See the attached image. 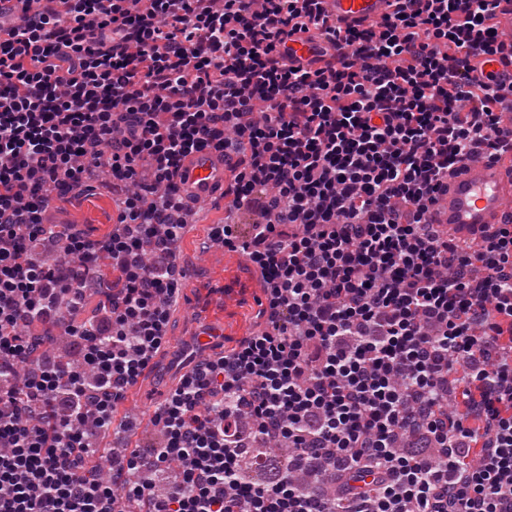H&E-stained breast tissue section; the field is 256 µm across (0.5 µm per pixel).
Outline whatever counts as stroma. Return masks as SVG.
Returning a JSON list of instances; mask_svg holds the SVG:
<instances>
[{
  "mask_svg": "<svg viewBox=\"0 0 512 512\" xmlns=\"http://www.w3.org/2000/svg\"><path fill=\"white\" fill-rule=\"evenodd\" d=\"M65 208L90 238L108 232L112 196L107 191L88 198H71ZM223 216L224 202L219 199L205 205L201 220L185 229L178 253L185 276L178 284L177 301L170 311V325L178 333L179 341L163 344L153 365L114 403L107 433L92 443L88 453L93 469L111 466L116 440H126L132 448L144 447L151 441L145 422L151 421L154 410L180 384L199 355H224L237 347L246 330L255 323L260 303L266 298L258 277L246 273L245 262L238 254L203 247L211 228ZM204 327L212 329L214 335L200 348L196 345V334ZM133 409L140 413L144 424L130 431L126 428V417Z\"/></svg>",
  "mask_w": 512,
  "mask_h": 512,
  "instance_id": "1",
  "label": "stroma"
}]
</instances>
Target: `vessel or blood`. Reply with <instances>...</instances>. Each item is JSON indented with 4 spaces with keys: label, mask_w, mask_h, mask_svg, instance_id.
I'll return each instance as SVG.
<instances>
[{
    "label": "vessel or blood",
    "mask_w": 512,
    "mask_h": 512,
    "mask_svg": "<svg viewBox=\"0 0 512 512\" xmlns=\"http://www.w3.org/2000/svg\"><path fill=\"white\" fill-rule=\"evenodd\" d=\"M328 12L345 29H360L380 21L393 10L394 0H325ZM28 15L27 0H0V30L21 24ZM296 64L323 55L322 45L294 35L284 43ZM226 166L218 154L203 151L185 158L178 181L180 192L193 204L212 200L224 191ZM512 214V156L495 162H475L449 179L433 207L435 223L447 225L459 238L472 237L486 224L504 223Z\"/></svg>",
    "instance_id": "b4317fda"
}]
</instances>
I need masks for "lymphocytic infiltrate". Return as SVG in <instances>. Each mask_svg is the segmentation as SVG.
<instances>
[{"instance_id":"f902f5d3","label":"lymphocytic infiltrate","mask_w":512,"mask_h":512,"mask_svg":"<svg viewBox=\"0 0 512 512\" xmlns=\"http://www.w3.org/2000/svg\"><path fill=\"white\" fill-rule=\"evenodd\" d=\"M512 0H395L344 30L324 0H29L0 36V512H512V221L433 223L448 176L512 151ZM339 50L291 66L285 38ZM228 162L212 239L259 270L261 329L154 413L165 439L87 471L158 352L190 212L183 159ZM120 189L112 230L50 209ZM112 291L88 329L101 260ZM288 439L262 480L245 442ZM179 477L164 493L170 462Z\"/></svg>"}]
</instances>
